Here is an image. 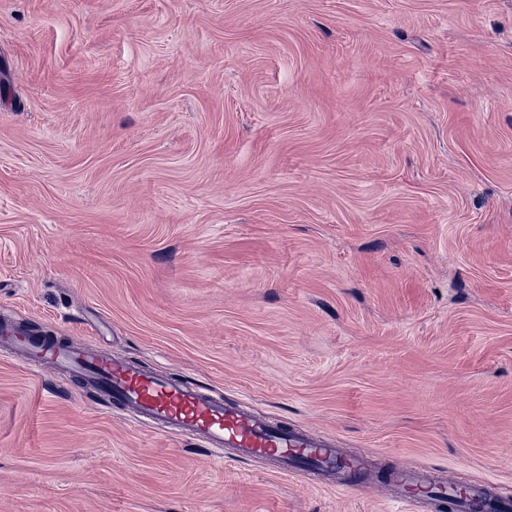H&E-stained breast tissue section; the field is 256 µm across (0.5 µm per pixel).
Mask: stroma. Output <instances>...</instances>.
Listing matches in <instances>:
<instances>
[{
	"instance_id": "1",
	"label": "stroma",
	"mask_w": 512,
	"mask_h": 512,
	"mask_svg": "<svg viewBox=\"0 0 512 512\" xmlns=\"http://www.w3.org/2000/svg\"><path fill=\"white\" fill-rule=\"evenodd\" d=\"M0 317L360 455L127 421L0 351V512L512 501V0H0ZM388 485L392 487L393 492L402 495L404 501L418 495L426 497V493L432 490L434 496L426 498L432 504L434 512H444L450 502L448 494L456 488L465 489L461 490L460 498H454L453 503L457 512H505L502 510L508 507L492 494L489 485H463L429 466L401 464L392 472Z\"/></svg>"
}]
</instances>
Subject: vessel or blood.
<instances>
[{"label":"vessel or blood","mask_w":512,"mask_h":512,"mask_svg":"<svg viewBox=\"0 0 512 512\" xmlns=\"http://www.w3.org/2000/svg\"><path fill=\"white\" fill-rule=\"evenodd\" d=\"M0 347L20 352L34 370L79 378L84 387L140 426L189 436L208 448H231L241 458L272 459L286 475L299 469L321 473L337 468L350 482L367 475L363 457L340 456L326 442L184 381L145 370L111 350L72 340L60 344L30 335L23 326L10 322L0 323ZM389 484L407 500L430 494L434 512H444L450 504L457 512H504L506 508L489 485L474 483L462 488L452 477L428 466L400 465Z\"/></svg>","instance_id":"obj_1"}]
</instances>
